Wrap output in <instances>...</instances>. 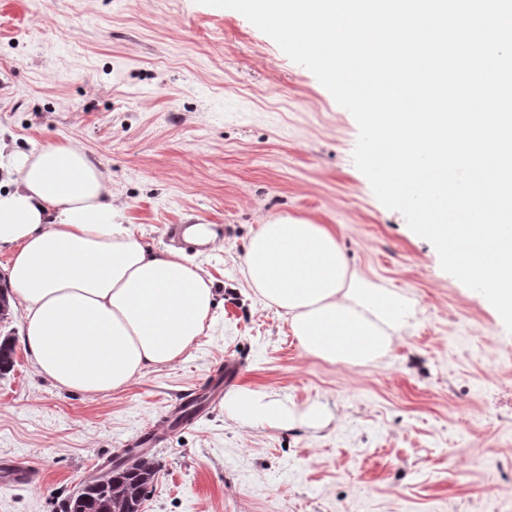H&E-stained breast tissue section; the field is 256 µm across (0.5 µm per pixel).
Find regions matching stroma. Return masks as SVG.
Returning a JSON list of instances; mask_svg holds the SVG:
<instances>
[{
    "instance_id": "35a3bbf8",
    "label": "stroma",
    "mask_w": 512,
    "mask_h": 512,
    "mask_svg": "<svg viewBox=\"0 0 512 512\" xmlns=\"http://www.w3.org/2000/svg\"><path fill=\"white\" fill-rule=\"evenodd\" d=\"M0 131L21 152L82 147L155 251L173 248L172 224H213L224 240L184 247L220 290L209 335L109 396L42 378L20 314L0 321L18 341L0 376V460L39 465L31 484L0 488V512H61L228 360L244 366L241 388L298 421L240 424L223 403L170 433L149 451L159 468L142 512H512V333L375 197L353 162L351 113L242 14L197 0H0ZM275 217L329 225L351 271L407 303L389 355L306 356L246 289L244 245Z\"/></svg>"
}]
</instances>
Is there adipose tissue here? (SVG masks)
Here are the masks:
<instances>
[{
  "instance_id": "ef3b65f1",
  "label": "adipose tissue",
  "mask_w": 512,
  "mask_h": 512,
  "mask_svg": "<svg viewBox=\"0 0 512 512\" xmlns=\"http://www.w3.org/2000/svg\"><path fill=\"white\" fill-rule=\"evenodd\" d=\"M111 178L72 143L24 154L0 137V251L23 346L57 387L108 395L182 358L210 329L212 276L182 250L158 254L120 217ZM246 283L287 317L305 354L361 364L388 354L410 315L398 296L350 273L335 232L307 219L260 224L244 247ZM247 423L286 410L254 393L228 401Z\"/></svg>"
}]
</instances>
